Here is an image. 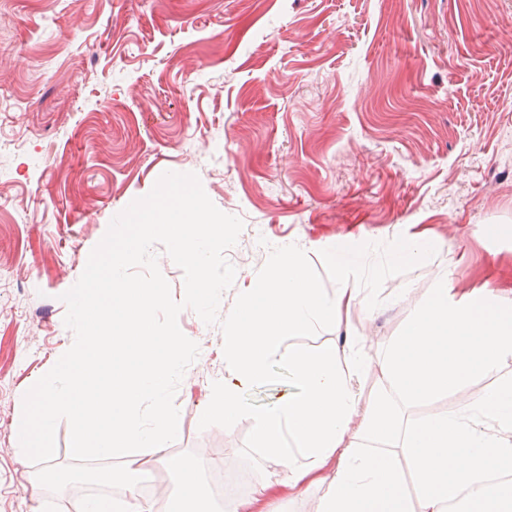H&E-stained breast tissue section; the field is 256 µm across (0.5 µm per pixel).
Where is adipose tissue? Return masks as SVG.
<instances>
[{"instance_id":"obj_1","label":"adipose tissue","mask_w":512,"mask_h":512,"mask_svg":"<svg viewBox=\"0 0 512 512\" xmlns=\"http://www.w3.org/2000/svg\"><path fill=\"white\" fill-rule=\"evenodd\" d=\"M191 200L164 213L163 226L141 225L142 236L167 233L172 254L193 270L188 299L214 303L220 279L209 253L224 241L220 224L191 222ZM432 238L415 233L390 243L379 266L368 267L358 247H328L336 269L335 292H325L299 261L295 247L273 253L264 287L242 289L235 311L224 316V376L210 386L208 414L232 426L254 421L260 455L269 472L252 494L225 512H288L303 490H315L314 512H512V311L491 288H451L442 272L417 296L397 336L371 354L361 333L337 337L313 351L296 343L307 331L338 321L343 312H368L397 303L376 281L384 270L422 264ZM129 246L112 248L109 272L97 275L81 296L103 334L75 338L39 388L32 428L48 437L56 416H72L86 457L127 456L151 448L153 467L175 474L173 512H216L197 479L195 461L162 449L178 424L169 383L181 376L192 342L151 328L164 303L157 284L124 278ZM282 359L296 387L267 409H252L242 392L263 380ZM485 379L484 390L454 411L414 416L415 406ZM148 404L151 425L138 415ZM415 497L403 492L406 476ZM123 495L87 502L86 512H149L136 492V472H110Z\"/></svg>"}]
</instances>
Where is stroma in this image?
<instances>
[{"mask_svg": "<svg viewBox=\"0 0 512 512\" xmlns=\"http://www.w3.org/2000/svg\"><path fill=\"white\" fill-rule=\"evenodd\" d=\"M172 184L226 227L210 257L232 273L219 302L206 315L187 302L192 272L163 233L124 276L163 288L157 334L193 343L169 386L179 426L166 452L195 457L202 479L221 467L232 502L263 462L252 419L225 429L207 394L224 375V314L265 285L271 252L295 243L330 291L323 246L424 231L441 252L378 288L427 290L451 260L453 287L512 306V235L485 232L512 227V0H0V512H72L75 489L32 486L41 463L20 457L18 428L85 329L77 292ZM247 224L264 237L252 252L239 248ZM409 308H356L298 342L356 329L377 353ZM292 391L275 361L243 397L264 409ZM50 442L74 473L127 463L79 457L64 415Z\"/></svg>", "mask_w": 512, "mask_h": 512, "instance_id": "stroma-1", "label": "stroma"}]
</instances>
